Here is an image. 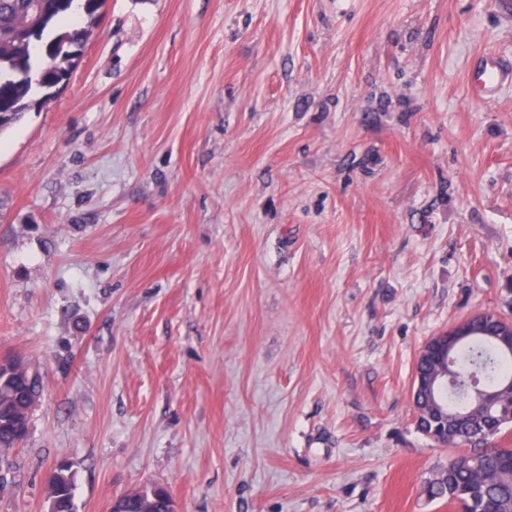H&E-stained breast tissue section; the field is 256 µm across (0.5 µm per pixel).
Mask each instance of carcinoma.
Here are the masks:
<instances>
[{
	"label": "carcinoma",
	"instance_id": "obj_1",
	"mask_svg": "<svg viewBox=\"0 0 512 512\" xmlns=\"http://www.w3.org/2000/svg\"><path fill=\"white\" fill-rule=\"evenodd\" d=\"M75 0H0V32L13 34L0 40V121L12 126L16 113L28 102L41 105L40 95L59 84L63 75L42 71L40 58L56 55L58 66L72 65L71 51L94 35L95 14L104 0H81L86 21L71 28L61 26ZM459 385L440 391L448 408V421L434 419L421 392H412L418 428L436 444L456 448L448 465L425 482L429 499H446L461 512H512V447L502 444V433L512 428V392L502 393L512 381V356L502 354L487 336L460 342L453 356ZM476 379L496 406L488 413L474 410L467 383ZM42 392L41 379H16L0 375V457L26 438L35 402ZM50 512H75V482L71 463L57 462L50 475ZM170 494L151 489L119 496V512H169Z\"/></svg>",
	"mask_w": 512,
	"mask_h": 512
}]
</instances>
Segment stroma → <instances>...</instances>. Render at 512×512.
I'll return each mask as SVG.
<instances>
[{"instance_id":"stroma-1","label":"stroma","mask_w":512,"mask_h":512,"mask_svg":"<svg viewBox=\"0 0 512 512\" xmlns=\"http://www.w3.org/2000/svg\"><path fill=\"white\" fill-rule=\"evenodd\" d=\"M512 0H105L0 134V358L37 365L0 512H457L418 353L512 320ZM474 78L485 88L495 89L503 84L512 83V61H499L486 57L474 67ZM48 496L51 512H75L74 473L68 460L57 462L50 475ZM153 488L133 494L118 496L117 510L123 512H168L173 503L168 491H153Z\"/></svg>"}]
</instances>
